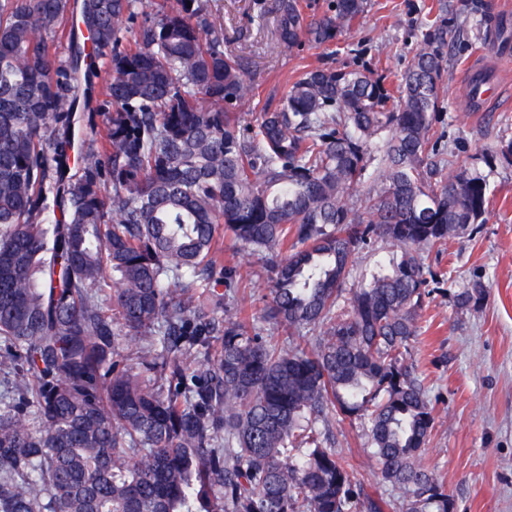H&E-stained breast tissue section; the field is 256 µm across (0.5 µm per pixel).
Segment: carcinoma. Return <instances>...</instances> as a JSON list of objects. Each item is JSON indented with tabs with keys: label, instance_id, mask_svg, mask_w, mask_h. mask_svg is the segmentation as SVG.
<instances>
[{
	"label": "carcinoma",
	"instance_id": "cac0c4a2",
	"mask_svg": "<svg viewBox=\"0 0 512 512\" xmlns=\"http://www.w3.org/2000/svg\"><path fill=\"white\" fill-rule=\"evenodd\" d=\"M142 5L0 0V512H386L320 429L347 418L400 512H448L423 457L437 401L409 347L434 277L422 254L485 223L489 198L437 128L444 30L394 90L311 69L244 125L253 88L208 0ZM367 5L316 17L277 0L276 32L330 43ZM106 54L99 149L76 106ZM481 157L512 166V144ZM221 224L267 256L262 319L282 339L238 300L236 270L209 287ZM379 237L400 260L346 292ZM485 298L453 293L461 310Z\"/></svg>",
	"mask_w": 512,
	"mask_h": 512
}]
</instances>
